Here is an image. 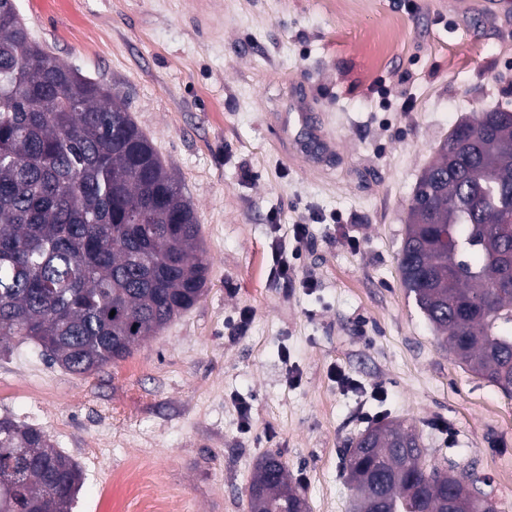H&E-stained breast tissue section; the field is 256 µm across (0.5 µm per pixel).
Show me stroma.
I'll use <instances>...</instances> for the list:
<instances>
[{
  "label": "stroma",
  "mask_w": 512,
  "mask_h": 512,
  "mask_svg": "<svg viewBox=\"0 0 512 512\" xmlns=\"http://www.w3.org/2000/svg\"><path fill=\"white\" fill-rule=\"evenodd\" d=\"M17 5L50 55L126 101L193 203L208 263L205 296L125 360L79 376L34 344L0 348V416L81 466L73 512H138L108 485L135 463L167 512H249L267 455L308 512H350L346 450L376 419L415 430L436 464L475 463L512 512V398L440 347L398 271L439 144L512 111V26L472 33L451 0ZM298 97L333 143L313 164L279 132Z\"/></svg>",
  "instance_id": "stroma-1"
}]
</instances>
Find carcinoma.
I'll list each match as a JSON object with an SVG mask.
<instances>
[{"label":"carcinoma","instance_id":"obj_1","mask_svg":"<svg viewBox=\"0 0 512 512\" xmlns=\"http://www.w3.org/2000/svg\"><path fill=\"white\" fill-rule=\"evenodd\" d=\"M512 115L459 122L420 175L399 264L439 345L512 395ZM452 225L440 243L434 225ZM196 210L124 100L43 52L0 0V344L14 338L85 374L124 360L202 297ZM345 475L353 512H495L473 463H424L416 432L368 430ZM0 512H72L79 464L41 428L0 418ZM251 512L307 509L281 461L263 459Z\"/></svg>","mask_w":512,"mask_h":512}]
</instances>
